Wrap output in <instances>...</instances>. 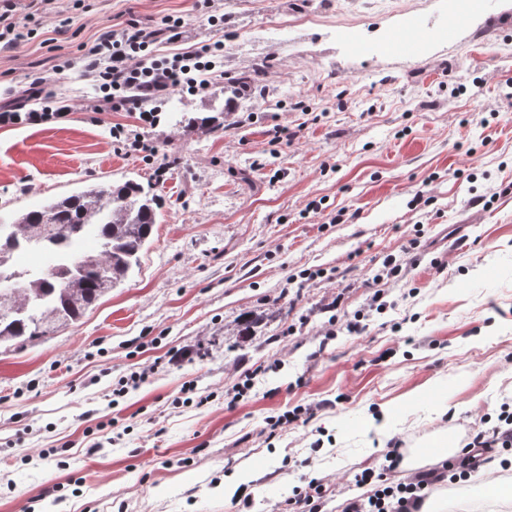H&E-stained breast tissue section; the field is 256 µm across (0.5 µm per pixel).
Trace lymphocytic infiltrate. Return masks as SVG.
I'll list each match as a JSON object with an SVG mask.
<instances>
[{"label": "lymphocytic infiltrate", "instance_id": "f902f5d3", "mask_svg": "<svg viewBox=\"0 0 512 512\" xmlns=\"http://www.w3.org/2000/svg\"><path fill=\"white\" fill-rule=\"evenodd\" d=\"M182 25V19L169 17L158 28L136 22L106 27L86 54L85 71L101 91L100 97L89 102L90 111L131 112L147 127L156 123L157 114L155 109L145 108V101L160 102L177 91L206 89L224 55L223 42L181 50L161 59L152 50L161 37L176 41ZM499 419L498 426L469 432L457 457L404 478L399 475L403 442L392 438L378 469L354 474L355 485L371 486L372 492L349 499L345 512H420L437 485L466 479L486 452L512 449V412L502 411Z\"/></svg>", "mask_w": 512, "mask_h": 512}]
</instances>
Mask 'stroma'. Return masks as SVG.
Listing matches in <instances>:
<instances>
[{"instance_id":"1","label":"stroma","mask_w":512,"mask_h":512,"mask_svg":"<svg viewBox=\"0 0 512 512\" xmlns=\"http://www.w3.org/2000/svg\"><path fill=\"white\" fill-rule=\"evenodd\" d=\"M421 2L10 0L34 34L0 42V105L45 108L38 79L72 112L0 126V224L129 179L161 214L139 267L77 324L0 348V512H279L313 480L341 512L363 493L350 473L378 467L390 439L413 452L497 425L512 402V0H483L449 39L448 0ZM168 16L184 21L181 47L220 39L226 71L265 75L233 99L220 76L167 98L166 115L224 127L186 137L165 116L143 131L147 154L112 136L134 116L87 111L99 90L82 58L105 26ZM417 27L415 54L387 49L389 32ZM412 243L418 266L373 282ZM377 291L380 313L367 308ZM359 314L361 332L325 337L329 318ZM188 384L207 405L184 404ZM322 399L332 407L266 439L268 417ZM112 429L121 443L86 454ZM487 477L512 484V453L444 486L448 512L486 502Z\"/></svg>"}]
</instances>
